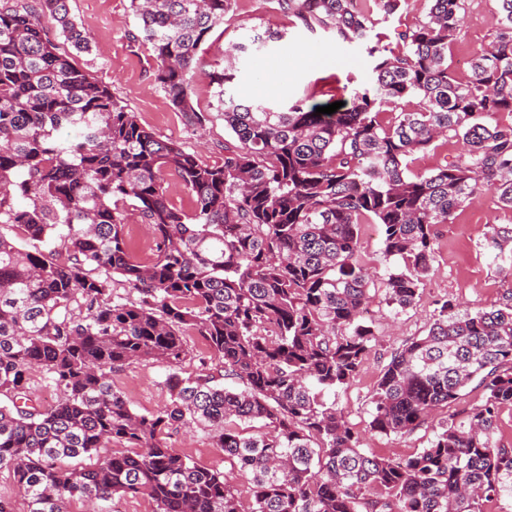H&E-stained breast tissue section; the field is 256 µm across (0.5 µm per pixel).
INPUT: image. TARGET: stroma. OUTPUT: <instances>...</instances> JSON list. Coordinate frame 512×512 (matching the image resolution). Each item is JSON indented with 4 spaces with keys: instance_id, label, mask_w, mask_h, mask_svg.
Returning a JSON list of instances; mask_svg holds the SVG:
<instances>
[{
    "instance_id": "35a3bbf8",
    "label": "stroma",
    "mask_w": 512,
    "mask_h": 512,
    "mask_svg": "<svg viewBox=\"0 0 512 512\" xmlns=\"http://www.w3.org/2000/svg\"><path fill=\"white\" fill-rule=\"evenodd\" d=\"M77 21L94 36L91 54L76 57L99 82L110 85L140 123L163 140L180 143L205 164L224 161V145L232 134L215 110L209 75L231 70L227 91L243 100L265 103L273 110L288 108L304 96L317 103L349 100L353 90L371 86L372 64L363 46H338L333 33L308 31L295 17L279 9L276 0H235L232 11L199 50L191 70V99L204 114L203 130L186 126L165 92L154 82L156 59L151 45L135 36L137 25L129 0H69ZM498 28L493 0H468L464 27L453 46L451 67L465 77L458 61L490 47ZM277 31L283 38L257 47L249 42L256 32ZM245 52L232 54L235 44ZM512 226V209L499 206L491 192L472 198L454 223L435 227L433 271L411 308L394 310L384 300L388 265L382 258V238L376 225H364L359 257L372 276L371 316L377 343L364 358L347 389L335 396L336 406L360 439L368 455L403 459L424 448L433 436L435 422L413 432L382 436L371 432L370 399L391 353L405 341L424 335L443 301L478 310L500 305L512 296V266L494 259L483 246L487 225ZM166 368L152 361L131 365L112 377L130 408L140 414L159 411L169 399L163 384ZM163 442L185 453L199 465L235 476L242 501H250L252 483L247 472L235 469L207 433L172 431Z\"/></svg>"
}]
</instances>
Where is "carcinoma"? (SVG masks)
Here are the masks:
<instances>
[{
	"label": "carcinoma",
	"instance_id": "1",
	"mask_svg": "<svg viewBox=\"0 0 512 512\" xmlns=\"http://www.w3.org/2000/svg\"><path fill=\"white\" fill-rule=\"evenodd\" d=\"M235 0H130L152 44L156 83L189 124L203 116L187 75ZM426 18L373 34L372 16L402 0H278L310 30L364 44L374 84L346 107L314 115L296 102L275 112L226 96L211 75L216 111L238 145L210 166L162 140L112 87L60 52L92 42L69 0L0 9V473L26 512H70L77 499L112 512L144 495L153 512H483L512 499V448L493 438L512 405V304L470 311L441 303L423 336L390 356L370 404V430L410 433L472 383L485 397L461 421L439 424L406 459L369 456L325 394L347 387L377 341L364 312L371 278L358 260L361 225L377 224L389 304L420 296L434 258L433 227L451 224L483 190L512 209V0H496L499 29L455 78L448 51L466 0H430ZM458 138L455 159L426 174L413 157ZM188 191L178 209L168 178ZM150 224L138 261L124 207ZM59 239L65 252L50 247ZM512 228L488 225L484 247L503 253ZM120 276L136 297L113 293ZM201 336L222 374L182 376L186 336ZM142 360L168 369L160 411L131 410L112 373ZM40 370L59 392L32 403ZM234 380V385L224 380ZM262 423L245 435L240 424ZM208 430L224 457L252 475L245 505L229 477L160 441L173 426ZM119 443L124 450L110 452Z\"/></svg>",
	"mask_w": 512,
	"mask_h": 512
}]
</instances>
